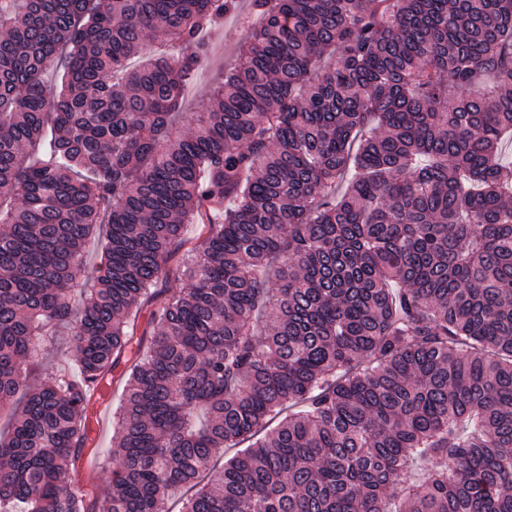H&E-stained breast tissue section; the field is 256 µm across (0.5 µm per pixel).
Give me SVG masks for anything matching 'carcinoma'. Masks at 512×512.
I'll return each instance as SVG.
<instances>
[{"instance_id":"cac0c4a2","label":"carcinoma","mask_w":512,"mask_h":512,"mask_svg":"<svg viewBox=\"0 0 512 512\" xmlns=\"http://www.w3.org/2000/svg\"><path fill=\"white\" fill-rule=\"evenodd\" d=\"M250 6L185 133L239 0H0V512H512V0ZM246 27L242 26L237 15L224 17L221 24L207 32L205 40L209 55L204 68L198 73L195 84L189 89L184 108L183 129L192 126L193 112L195 111L201 96L204 95L209 85L224 73L228 64L236 56L238 45L244 37ZM183 250L176 254L172 259L168 262L167 268L171 269L173 272L170 273V276L166 281L159 283L158 289L165 291L167 295L180 294L184 292L190 284V281L182 275H175L174 271L177 267L181 265V256ZM49 350V358L40 368L36 377L37 385L51 384L58 368L65 367L78 376L77 354L70 345L68 336H54V338L45 343ZM123 384L112 385L110 393V408L104 412L102 418V424L97 435L95 448H97V455L100 463V473L98 480L102 491H107L111 486L112 481V456L113 449H115V443L113 436L115 437V431L117 428L116 412L121 403V398L124 393Z\"/></svg>"}]
</instances>
